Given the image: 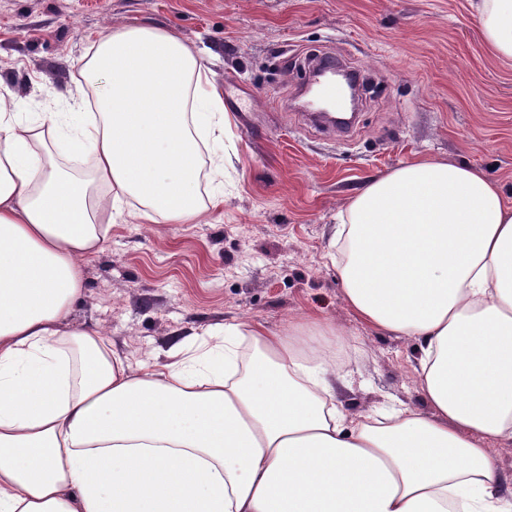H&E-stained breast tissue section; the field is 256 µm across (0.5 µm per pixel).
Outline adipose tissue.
<instances>
[{
  "label": "adipose tissue",
  "instance_id": "adipose-tissue-1",
  "mask_svg": "<svg viewBox=\"0 0 512 512\" xmlns=\"http://www.w3.org/2000/svg\"><path fill=\"white\" fill-rule=\"evenodd\" d=\"M488 51L512 62V0H476ZM71 91L77 180L43 155L60 128L0 99V512H512L486 441L512 443V201L484 170L424 159L372 178L334 240L349 307L418 342L424 406L349 415L309 338L228 323L132 368L69 325L97 213L147 223L223 204L199 194L198 144L224 126L200 54L135 23L98 38Z\"/></svg>",
  "mask_w": 512,
  "mask_h": 512
}]
</instances>
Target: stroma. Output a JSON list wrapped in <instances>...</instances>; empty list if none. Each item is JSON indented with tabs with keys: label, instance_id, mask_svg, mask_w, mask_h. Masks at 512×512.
<instances>
[{
	"label": "stroma",
	"instance_id": "35a3bbf8",
	"mask_svg": "<svg viewBox=\"0 0 512 512\" xmlns=\"http://www.w3.org/2000/svg\"><path fill=\"white\" fill-rule=\"evenodd\" d=\"M147 23L199 50L224 97V204L193 224L113 211L83 268L74 325H99L131 364L217 323L279 333L317 318L356 414L421 406L420 349L359 318L331 262L338 216L373 177L434 159L485 169L512 198V63L483 45L471 0H0V94L65 112L92 43ZM364 77L351 129L310 122L314 57Z\"/></svg>",
	"mask_w": 512,
	"mask_h": 512
}]
</instances>
